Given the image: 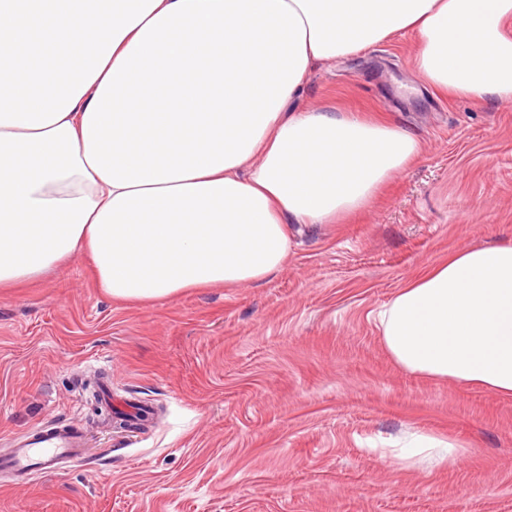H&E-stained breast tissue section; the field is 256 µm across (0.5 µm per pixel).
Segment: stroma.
<instances>
[{"instance_id":"35a3bbf8","label":"stroma","mask_w":512,"mask_h":512,"mask_svg":"<svg viewBox=\"0 0 512 512\" xmlns=\"http://www.w3.org/2000/svg\"><path fill=\"white\" fill-rule=\"evenodd\" d=\"M412 37L322 62L293 100L381 112L423 154L343 224H297L288 263L254 286L116 302L88 257L0 289V449L77 420L84 464L29 483L0 474V512H512V399L405 371L376 315L451 251L512 240V100L421 86ZM144 400L137 433L100 420ZM414 432L466 443L439 469L381 457Z\"/></svg>"}]
</instances>
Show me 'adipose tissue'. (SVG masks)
<instances>
[{
  "label": "adipose tissue",
  "mask_w": 512,
  "mask_h": 512,
  "mask_svg": "<svg viewBox=\"0 0 512 512\" xmlns=\"http://www.w3.org/2000/svg\"><path fill=\"white\" fill-rule=\"evenodd\" d=\"M0 288L87 252L156 303L255 284L295 224H338L422 154L374 112L291 101L322 61L410 35L451 99H512V0H0ZM402 368L512 398V240L449 252L376 315ZM435 466L466 445L418 433Z\"/></svg>",
  "instance_id": "obj_1"
}]
</instances>
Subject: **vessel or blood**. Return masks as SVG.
I'll return each instance as SVG.
<instances>
[{"label":"vessel or blood","instance_id":"vessel-or-blood-1","mask_svg":"<svg viewBox=\"0 0 512 512\" xmlns=\"http://www.w3.org/2000/svg\"><path fill=\"white\" fill-rule=\"evenodd\" d=\"M87 457V435L77 423L35 426L0 452V472L32 481L81 464Z\"/></svg>","mask_w":512,"mask_h":512}]
</instances>
